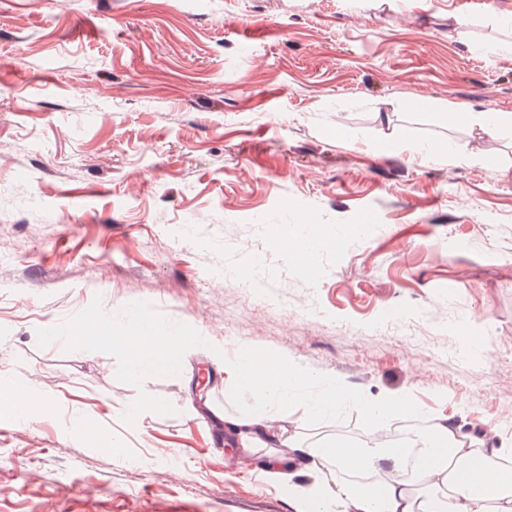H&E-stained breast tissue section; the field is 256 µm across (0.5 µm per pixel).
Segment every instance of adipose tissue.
Listing matches in <instances>:
<instances>
[{"label": "adipose tissue", "instance_id": "1", "mask_svg": "<svg viewBox=\"0 0 512 512\" xmlns=\"http://www.w3.org/2000/svg\"><path fill=\"white\" fill-rule=\"evenodd\" d=\"M163 338L164 347L149 346L144 353L128 355L126 370L130 377L145 381L158 372L178 369L181 354L190 341L169 331L164 332ZM224 371L238 389L258 394L247 413L228 422L229 430L256 441L276 434L270 406L287 400L290 390L311 379L299 363H282L270 371L248 352L225 364ZM348 405L380 423L387 415L406 408L408 401L402 396L374 401L350 391L332 377L325 380L323 391L311 408L326 413ZM436 432L410 481L399 473L400 449L382 447L377 441L363 448L341 442L328 448H308L293 436L281 441L289 456L324 459L327 477L307 486L285 477L283 464L277 462L270 463L269 473L280 479L298 512H512V472L489 463L490 458L499 456V449L478 447L471 436L445 422L437 425ZM384 466L390 474L373 490H360L342 478L348 471H375Z\"/></svg>", "mask_w": 512, "mask_h": 512}]
</instances>
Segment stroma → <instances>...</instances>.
<instances>
[{"mask_svg":"<svg viewBox=\"0 0 512 512\" xmlns=\"http://www.w3.org/2000/svg\"><path fill=\"white\" fill-rule=\"evenodd\" d=\"M504 42L512 0H0V375L54 398L0 420V512H296L263 473L285 448L216 442L255 402L219 352L512 453V131L442 109L512 111ZM445 143L484 161L423 160ZM284 224L320 238L314 268ZM111 309L200 342L140 382L124 350L47 337ZM273 414L308 446L374 432Z\"/></svg>","mask_w":512,"mask_h":512,"instance_id":"stroma-1","label":"stroma"}]
</instances>
